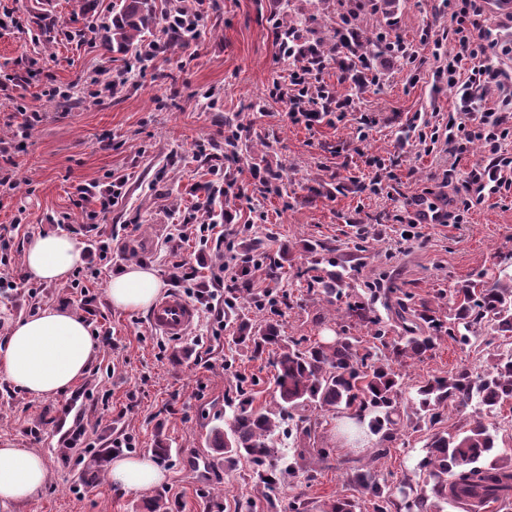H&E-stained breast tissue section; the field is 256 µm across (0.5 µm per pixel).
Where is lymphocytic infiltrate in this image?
Listing matches in <instances>:
<instances>
[{"label": "lymphocytic infiltrate", "instance_id": "lymphocytic-infiltrate-1", "mask_svg": "<svg viewBox=\"0 0 512 512\" xmlns=\"http://www.w3.org/2000/svg\"><path fill=\"white\" fill-rule=\"evenodd\" d=\"M490 5L491 0H439L438 10L448 24L437 31L424 26L420 40L433 45V78L452 91L454 110L443 123L433 122L426 112L414 113L407 122L412 137L423 144H442L444 153L454 160L468 153L472 143H480L482 155L462 183L467 194L465 209L512 189V153L504 148L512 138V43L503 38L502 26L490 25ZM336 38L340 82L358 88L379 84L382 73L374 56L358 51V30L350 15L339 17ZM279 53L293 68L287 83L273 85L270 94L287 100L292 123L311 128L355 110L353 95L338 93L324 80L327 63L317 44L293 34L280 43ZM124 185L120 177L103 186L75 185L76 203L84 208L87 223H99L110 213ZM191 235L199 244L214 246L210 289L194 288L198 271L187 268L185 261H174L173 266L182 272L187 296L204 303L214 325L220 327L226 307L233 304L234 270L240 260L223 252L225 235L215 225H193Z\"/></svg>", "mask_w": 512, "mask_h": 512}]
</instances>
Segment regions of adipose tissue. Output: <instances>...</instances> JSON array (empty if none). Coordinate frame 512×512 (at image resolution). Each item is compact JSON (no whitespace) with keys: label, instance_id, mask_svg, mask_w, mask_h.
I'll use <instances>...</instances> for the list:
<instances>
[{"label":"adipose tissue","instance_id":"adipose-tissue-1","mask_svg":"<svg viewBox=\"0 0 512 512\" xmlns=\"http://www.w3.org/2000/svg\"><path fill=\"white\" fill-rule=\"evenodd\" d=\"M28 274L41 282L66 281L84 265L82 247L70 235L33 237L24 253ZM164 283L153 267L133 264L109 280L106 296L120 310L142 311L158 298ZM99 350L97 338L80 315L46 308L17 319L0 342V375L33 399L67 391L89 369ZM111 484L142 493L162 484L166 472L151 456H118L107 464ZM48 481L43 457L0 440V512L37 500Z\"/></svg>","mask_w":512,"mask_h":512}]
</instances>
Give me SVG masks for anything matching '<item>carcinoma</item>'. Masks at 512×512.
Here are the masks:
<instances>
[{
	"instance_id": "obj_1",
	"label": "carcinoma",
	"mask_w": 512,
	"mask_h": 512,
	"mask_svg": "<svg viewBox=\"0 0 512 512\" xmlns=\"http://www.w3.org/2000/svg\"><path fill=\"white\" fill-rule=\"evenodd\" d=\"M158 9L156 0H115L112 23L104 36L105 45L114 53L146 51L148 36L160 33L167 45L182 42L185 36L176 28L159 22L168 16L190 11L188 0H164ZM318 286L327 297L346 300L344 312L374 327L373 336L382 339L387 329L372 315V309L359 301H350L348 284L341 272L323 270L311 277L310 287ZM453 314L446 322L427 303L400 305L399 316L423 324L419 336H400L382 343L386 357L361 345L359 338L345 332L329 342L299 343L281 335L274 319L261 326L241 320L235 348L261 355L274 353V398L276 410L253 407L248 388L242 386L229 431L216 430L210 437L211 448L224 456V464L233 468L245 459L253 466L254 485L265 497L278 490L285 477L297 478L307 472L301 463L281 468L272 437L292 411L314 408L345 413L360 418L374 414L369 427L380 432L400 422L399 400L402 375L392 362L415 358L435 348L442 336L463 343L475 334L479 325L493 333H512V274H505L491 284L465 280L452 291ZM421 410L438 419L437 409L444 403L455 408L473 407L475 418L460 427L438 431L426 444V454L419 467L428 473L430 494L420 493L408 504L410 512H428L429 498L458 507L463 512H482L495 502L512 498V459L502 457L486 461L495 448V438L485 418L512 401V355L497 357L481 371L462 369L447 378H436L417 389ZM355 483L369 497L373 512H387L386 503L393 491L379 481L371 470L357 473ZM359 503L336 498L325 504L324 512H358Z\"/></svg>"
}]
</instances>
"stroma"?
Returning a JSON list of instances; mask_svg holds the SVG:
<instances>
[{
    "label": "stroma",
    "instance_id": "35a3bbf8",
    "mask_svg": "<svg viewBox=\"0 0 512 512\" xmlns=\"http://www.w3.org/2000/svg\"><path fill=\"white\" fill-rule=\"evenodd\" d=\"M285 1L215 0L198 38L135 65L130 57L114 58L103 44L112 0H93L89 8L83 0H59V8L50 11L38 10L33 0H0V7L24 20L22 27L0 28V69L8 72L35 58L68 90L48 98L37 87L27 89L24 103L40 119L25 139L14 135L21 120L15 100L0 95V147L13 160L15 183L13 190L0 192V235L11 240L10 249L0 252V274L23 272L25 248L41 233H74L89 252L78 281L45 283L34 295L25 285L1 290L0 340L14 320L45 308L74 311L90 329L112 336L88 374L58 396L34 400L0 378V440L42 454L49 472L42 495L20 512H148V501L158 496L169 501L172 512H240L249 499L255 512H286L295 498L306 512H323L338 496L359 501L361 512H372L353 481L357 469L370 464L390 487L426 489L427 476L418 462L431 435L468 419L448 406L441 408L438 422L420 418L418 386L463 368L484 370L490 354L512 351V337L483 328L466 345L443 338L432 351L399 365L404 409L396 429L364 432L355 446L339 433V416L309 411L317 424L310 438L298 443L283 438L278 448L283 462L302 454L312 460V469L283 485L273 505L255 490L248 462L226 468L210 448L212 432L231 423L240 377L252 379L255 406H275L272 353L255 358L246 351L229 353L226 346L241 319L259 325L269 316V309L255 304L263 291H271L277 301L283 336L313 342L343 331L373 345L369 326L343 317L320 289L308 286L304 273L315 260L338 259L353 299L371 304L382 316L407 295L447 316L448 290L457 282L490 283L501 270L512 271V194L476 205L464 223L420 224L413 235L403 233L402 220L415 198L460 207L462 181L481 152L472 145L447 182L443 157L425 153L402 132L414 112L452 107L451 91L434 83L430 46L419 42L427 22L446 24L435 18L433 0H394L389 17L361 10V26L369 32L395 18V31L417 43L422 70L415 76L389 61L379 85L357 90L340 85V92L353 93L355 111L310 129L289 122L287 103L266 97L274 81H287L290 69L275 36ZM289 1L306 20L304 37L331 46L337 0ZM131 64L137 69L136 85L102 94L90 86L91 78ZM364 114L375 116V124L361 127ZM230 116L256 154L228 165L224 120ZM369 155L396 162L395 180L378 195L358 183ZM256 167L282 174V192L261 194L250 176ZM218 174L244 194L217 197L212 208H204L202 187ZM112 175L125 178L124 197L104 221L83 231L74 184H103ZM226 212L234 217V253L250 245L255 264L238 279L241 291L223 331L202 313L189 335L174 341L150 328L147 312L111 307L107 283L132 263L153 266L166 291H173L168 238L184 221L202 224ZM106 240L112 250L103 260L90 247ZM282 252L287 262L274 265L273 257ZM84 286L91 302L81 300ZM203 350L206 361H197ZM69 403L85 428L84 443L75 448L47 423L63 418ZM123 434L134 437L140 455L168 448V457L160 461L167 472L164 484L144 493L111 485L106 477L111 444ZM318 448L330 449V465L314 462ZM198 453L209 462L208 475L186 466L188 457Z\"/></svg>",
    "mask_w": 512,
    "mask_h": 512
}]
</instances>
